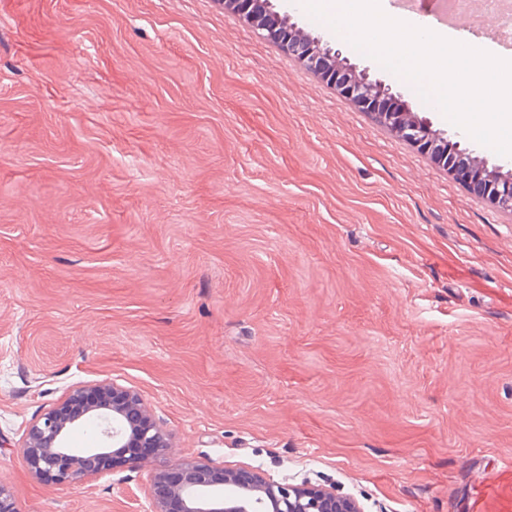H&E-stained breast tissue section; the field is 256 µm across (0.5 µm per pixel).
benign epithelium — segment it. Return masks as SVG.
Returning a JSON list of instances; mask_svg holds the SVG:
<instances>
[{"instance_id": "obj_1", "label": "benign epithelium", "mask_w": 512, "mask_h": 512, "mask_svg": "<svg viewBox=\"0 0 512 512\" xmlns=\"http://www.w3.org/2000/svg\"><path fill=\"white\" fill-rule=\"evenodd\" d=\"M223 4L283 54L301 60L362 111L427 153L452 179L493 208L512 212V179L484 177L472 162V152L434 130L428 121L412 118L407 102L392 87L354 75L338 63V53L332 49L322 51L300 41L284 27L271 0H223ZM89 423L97 428L95 446L70 448V434ZM170 447L171 434L153 420L138 392L101 381L71 388L61 401L35 415L24 430L20 451L32 477L67 487L97 475L105 457L131 453L128 463L140 464ZM149 500L151 512H363L355 498L333 487L280 483L259 470L226 469L188 458L152 474ZM0 512H23L13 487L1 479Z\"/></svg>"}]
</instances>
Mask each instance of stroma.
Wrapping results in <instances>:
<instances>
[{
    "mask_svg": "<svg viewBox=\"0 0 512 512\" xmlns=\"http://www.w3.org/2000/svg\"><path fill=\"white\" fill-rule=\"evenodd\" d=\"M97 380L172 448L36 481L27 423ZM188 457L365 512H512V214L221 0H0V478L24 512H149Z\"/></svg>",
    "mask_w": 512,
    "mask_h": 512,
    "instance_id": "1",
    "label": "stroma"
}]
</instances>
